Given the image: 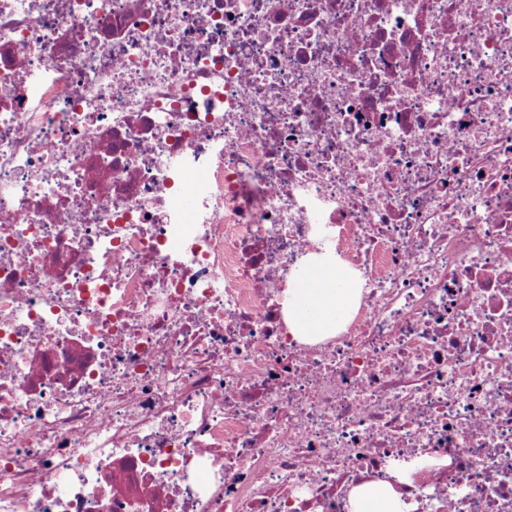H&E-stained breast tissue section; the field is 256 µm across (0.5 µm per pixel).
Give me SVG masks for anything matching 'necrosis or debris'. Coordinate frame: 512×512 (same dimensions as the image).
<instances>
[{"mask_svg": "<svg viewBox=\"0 0 512 512\" xmlns=\"http://www.w3.org/2000/svg\"><path fill=\"white\" fill-rule=\"evenodd\" d=\"M366 481L512 512V0H0V512ZM359 290L344 264L331 256L311 258L286 292L288 328L305 342L333 337L351 318Z\"/></svg>", "mask_w": 512, "mask_h": 512, "instance_id": "necrosis-or-debris-1", "label": "necrosis or debris"}]
</instances>
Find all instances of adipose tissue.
I'll use <instances>...</instances> for the list:
<instances>
[{
	"label": "adipose tissue",
	"mask_w": 512,
	"mask_h": 512,
	"mask_svg": "<svg viewBox=\"0 0 512 512\" xmlns=\"http://www.w3.org/2000/svg\"><path fill=\"white\" fill-rule=\"evenodd\" d=\"M359 291L341 262L314 257L286 292L285 318L295 338L317 342L333 337L355 309ZM354 512H400L399 493L368 481L353 493Z\"/></svg>",
	"instance_id": "adipose-tissue-1"
}]
</instances>
